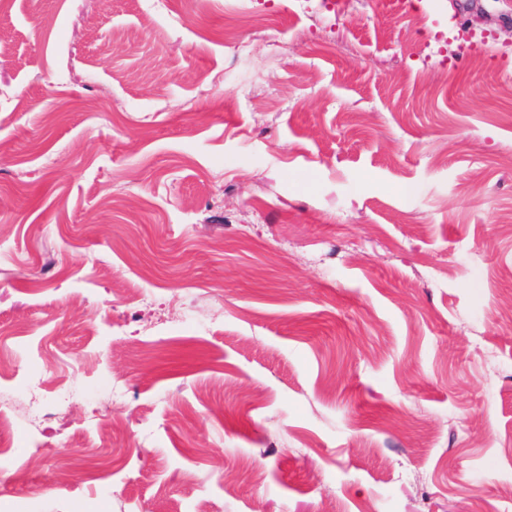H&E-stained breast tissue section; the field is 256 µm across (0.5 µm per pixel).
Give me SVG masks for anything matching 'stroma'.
I'll use <instances>...</instances> for the list:
<instances>
[{
    "instance_id": "1",
    "label": "stroma",
    "mask_w": 512,
    "mask_h": 512,
    "mask_svg": "<svg viewBox=\"0 0 512 512\" xmlns=\"http://www.w3.org/2000/svg\"><path fill=\"white\" fill-rule=\"evenodd\" d=\"M0 416V512H512V0H0Z\"/></svg>"
}]
</instances>
